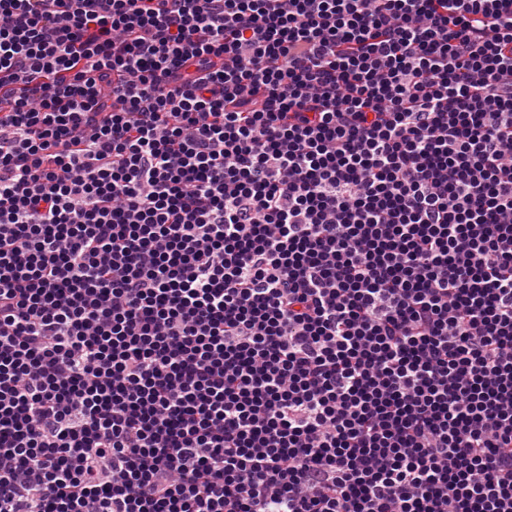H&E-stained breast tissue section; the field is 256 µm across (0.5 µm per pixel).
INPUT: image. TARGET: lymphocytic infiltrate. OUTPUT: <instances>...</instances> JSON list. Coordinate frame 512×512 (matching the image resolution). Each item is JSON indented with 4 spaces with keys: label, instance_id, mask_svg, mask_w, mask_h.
<instances>
[{
    "label": "lymphocytic infiltrate",
    "instance_id": "1",
    "mask_svg": "<svg viewBox=\"0 0 512 512\" xmlns=\"http://www.w3.org/2000/svg\"><path fill=\"white\" fill-rule=\"evenodd\" d=\"M0 512H512V0H0Z\"/></svg>",
    "mask_w": 512,
    "mask_h": 512
}]
</instances>
